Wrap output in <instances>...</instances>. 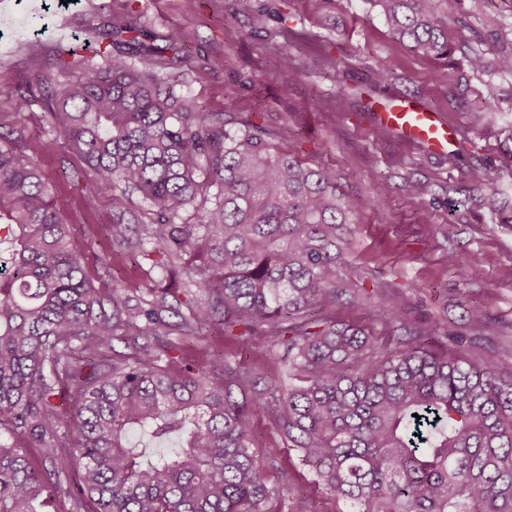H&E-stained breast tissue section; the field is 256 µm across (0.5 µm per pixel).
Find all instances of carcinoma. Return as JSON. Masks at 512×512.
Here are the masks:
<instances>
[{"label":"carcinoma","instance_id":"cac0c4a2","mask_svg":"<svg viewBox=\"0 0 512 512\" xmlns=\"http://www.w3.org/2000/svg\"><path fill=\"white\" fill-rule=\"evenodd\" d=\"M368 2L393 39L436 59L455 51L459 14L477 18L498 53L472 48L467 68L512 74L488 0ZM101 40L100 61H73L52 88L46 121L108 196L113 244L157 255L187 287L102 296L40 163L0 144V512L62 499L69 512H308L312 493L348 512H512V372L486 311L468 306L467 334L452 337L381 288L359 293L342 274L355 205L330 169L235 112L178 98L179 39L170 57L129 22ZM395 76L387 57L371 69L375 86ZM494 180L490 165L468 172L474 190ZM188 204L195 221L180 224ZM342 305L366 307L364 319L337 320ZM207 330L235 354L173 368L180 343ZM255 350L288 383L262 381L242 359ZM260 411L274 448L257 447ZM285 452L309 485L283 479Z\"/></svg>","mask_w":512,"mask_h":512}]
</instances>
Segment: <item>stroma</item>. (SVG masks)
<instances>
[{
	"instance_id": "35a3bbf8",
	"label": "stroma",
	"mask_w": 512,
	"mask_h": 512,
	"mask_svg": "<svg viewBox=\"0 0 512 512\" xmlns=\"http://www.w3.org/2000/svg\"><path fill=\"white\" fill-rule=\"evenodd\" d=\"M132 17L158 46L179 37L176 95L242 113L276 131L283 148L335 172L337 191L356 206L346 274L358 287L389 288L409 318H440L456 334L466 330L468 305H481L501 369L512 371V75L476 77L462 60L416 54L389 36L368 0H0V111L14 114L16 153L38 159L61 208L78 215L73 239L95 288L144 298L160 274L150 257L113 246L108 197L79 179V156L46 121L48 92L30 83L37 70L67 80L64 62L93 59L102 25ZM285 54L298 69L289 84L278 76ZM379 57L392 59L396 77L375 87ZM340 61L357 87L345 99L336 94ZM23 93L31 103L19 112ZM403 98L468 132L473 147L433 154L377 136L373 113ZM485 112L495 113L493 127ZM479 164L497 170L493 212L470 198L468 171ZM409 178L430 194L409 197ZM451 252L478 261L461 277L446 261Z\"/></svg>"
}]
</instances>
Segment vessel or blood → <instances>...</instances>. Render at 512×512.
Returning a JSON list of instances; mask_svg holds the SVG:
<instances>
[{
	"instance_id": "b4317fda",
	"label": "vessel or blood",
	"mask_w": 512,
	"mask_h": 512,
	"mask_svg": "<svg viewBox=\"0 0 512 512\" xmlns=\"http://www.w3.org/2000/svg\"><path fill=\"white\" fill-rule=\"evenodd\" d=\"M377 126L393 131L402 140L421 145L433 153H444L457 134L437 113L429 112L408 99L399 100L390 111L374 113Z\"/></svg>"
}]
</instances>
